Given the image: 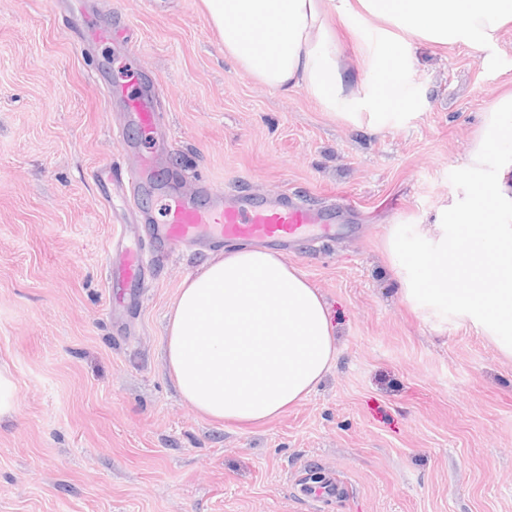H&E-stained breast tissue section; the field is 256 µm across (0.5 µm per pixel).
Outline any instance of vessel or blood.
<instances>
[{"label": "vessel or blood", "mask_w": 512, "mask_h": 512, "mask_svg": "<svg viewBox=\"0 0 512 512\" xmlns=\"http://www.w3.org/2000/svg\"><path fill=\"white\" fill-rule=\"evenodd\" d=\"M155 104V93L148 91L133 96L128 106L134 121L149 128L156 121ZM152 178V165L147 161L125 171L121 181L132 203H139ZM335 232L336 213L331 209L261 196L226 198L204 191L197 200L187 201L175 195L170 204L164 205L160 216L147 223L148 250H124L121 285L133 288L144 279L150 267L148 254L152 251L172 253L201 242L217 248L227 242L284 248Z\"/></svg>", "instance_id": "1"}]
</instances>
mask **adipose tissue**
<instances>
[{"mask_svg": "<svg viewBox=\"0 0 512 512\" xmlns=\"http://www.w3.org/2000/svg\"><path fill=\"white\" fill-rule=\"evenodd\" d=\"M235 68L300 89L336 112L363 92L342 67L330 14L382 23L371 64L387 72L411 42L482 50L512 23V0H201ZM167 368L206 417L257 424L306 398L336 358L322 296L278 253L235 249L186 278L165 315Z\"/></svg>", "mask_w": 512, "mask_h": 512, "instance_id": "ef3b65f1", "label": "adipose tissue"}]
</instances>
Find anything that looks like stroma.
Here are the masks:
<instances>
[{
  "label": "stroma",
  "mask_w": 512,
  "mask_h": 512,
  "mask_svg": "<svg viewBox=\"0 0 512 512\" xmlns=\"http://www.w3.org/2000/svg\"><path fill=\"white\" fill-rule=\"evenodd\" d=\"M0 0V512H512V360L460 316L401 298L384 240L426 235L499 93L512 29L481 51L415 43L403 102L351 123L300 89L236 70L200 0ZM373 98L377 25L330 17ZM160 86L154 132L128 94ZM157 160L151 213L178 180L335 209L336 237L285 251L321 293L336 361L288 412L239 428L183 402L165 366V314L212 257L158 255L111 309L107 254L136 243L119 174ZM334 486L316 498L310 473Z\"/></svg>",
  "instance_id": "1"
}]
</instances>
